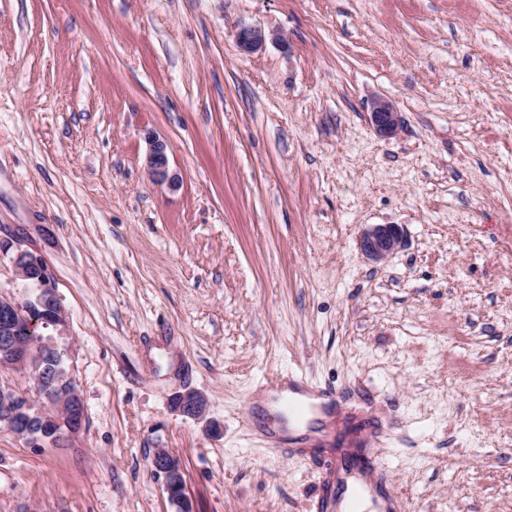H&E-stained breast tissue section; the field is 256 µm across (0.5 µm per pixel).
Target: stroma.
I'll list each match as a JSON object with an SVG mask.
<instances>
[{
    "mask_svg": "<svg viewBox=\"0 0 512 512\" xmlns=\"http://www.w3.org/2000/svg\"><path fill=\"white\" fill-rule=\"evenodd\" d=\"M245 26L276 37L241 54ZM370 224L404 246L367 259ZM16 243L86 420L44 448L0 427V512H178L158 448L191 512H315L316 467L245 422L292 371L352 389L406 512H512V0H0L22 303ZM187 388L203 418L171 409ZM368 114L372 128L382 137L395 135L402 124L401 113L387 98H375L371 104V112ZM147 139L149 150L146 164L153 181L158 185H165L171 191L178 190L181 180L178 174L170 170L166 143L150 135ZM151 467L156 474L163 477L165 488L169 493L178 490V497L181 500H187L186 486L180 478L182 467L174 455L164 448L156 449L151 459Z\"/></svg>",
    "mask_w": 512,
    "mask_h": 512,
    "instance_id": "1",
    "label": "stroma"
}]
</instances>
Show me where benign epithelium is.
<instances>
[{"instance_id":"1","label":"benign epithelium","mask_w":512,"mask_h":512,"mask_svg":"<svg viewBox=\"0 0 512 512\" xmlns=\"http://www.w3.org/2000/svg\"><path fill=\"white\" fill-rule=\"evenodd\" d=\"M274 38L275 34L260 28L245 27L238 32L237 45L245 53H254ZM369 122L378 135L391 137L399 130L402 116L390 100L377 97L371 104ZM148 142L146 164L153 181L171 191L178 190L181 180L170 170L166 143L153 136ZM403 239V229L397 224H372L361 234L360 249L369 259L380 262L398 251ZM13 262L25 286L33 285L35 291L22 305L0 295V366L29 370L35 379V394L0 388V420L34 448L58 446L84 428V403L67 371L54 367V361L62 357L57 346L41 336L35 342L23 341L18 333L24 326L33 330L39 324L64 325L63 310L53 276L41 256L18 247ZM173 408L201 418L207 401L201 392L187 390L176 398ZM151 467L163 477L168 492L176 490L180 499H187L182 467L174 455L156 449Z\"/></svg>"}]
</instances>
